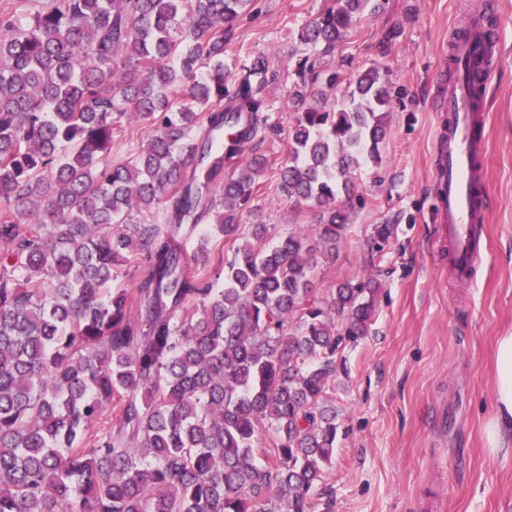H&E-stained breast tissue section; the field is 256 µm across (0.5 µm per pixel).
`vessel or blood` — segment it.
I'll return each mask as SVG.
<instances>
[{"label": "vessel or blood", "mask_w": 512, "mask_h": 512, "mask_svg": "<svg viewBox=\"0 0 512 512\" xmlns=\"http://www.w3.org/2000/svg\"><path fill=\"white\" fill-rule=\"evenodd\" d=\"M452 54L479 65L483 82H491L495 63L480 44L472 40L458 42ZM438 108L448 115V133L436 157L435 217L441 237L450 248L455 278L465 282L471 278L481 257L474 243L475 227L484 223L490 208L483 165L486 138L476 131V123L484 115L470 88L457 80L449 81Z\"/></svg>", "instance_id": "vessel-or-blood-1"}]
</instances>
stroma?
<instances>
[{"instance_id": "obj_1", "label": "stroma", "mask_w": 512, "mask_h": 512, "mask_svg": "<svg viewBox=\"0 0 512 512\" xmlns=\"http://www.w3.org/2000/svg\"><path fill=\"white\" fill-rule=\"evenodd\" d=\"M329 53L301 42L302 26L330 0H250L224 42V69L265 59L268 126L248 156L269 166L241 237L265 224L264 248L296 228L312 231L316 208L282 196L276 169L288 149L294 64L306 56L340 79L342 96L360 71L378 69L393 90L380 161L358 170L350 221L334 258L312 277L316 300L337 284L379 285L376 315L357 345L336 354L328 399L336 409V455L309 500V512H512V455H495L484 432L494 414V353L512 331V0H491L498 57L487 92L486 185L491 209L479 233L482 258L458 282L433 212L431 172L448 115L434 101L450 76V39L482 0H378ZM390 224L384 250L374 225Z\"/></svg>"}]
</instances>
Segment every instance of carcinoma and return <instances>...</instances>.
Returning <instances> with one entry per match:
<instances>
[{"mask_svg":"<svg viewBox=\"0 0 512 512\" xmlns=\"http://www.w3.org/2000/svg\"><path fill=\"white\" fill-rule=\"evenodd\" d=\"M28 2L0 4V512H308L336 453V353L366 335L377 286L340 283L316 302L307 235L264 249L254 224L224 286L203 288L188 268L206 267L207 248L189 259L177 241L184 224L236 240L267 168L244 153L267 121L268 68L224 72L247 0ZM369 2L334 0L301 41L335 48ZM493 23L484 11L459 37L490 43ZM295 72L278 188L319 208L333 255L349 219L336 199L379 161L390 93L370 68L313 108L302 88L338 75L307 57ZM127 114L150 137L115 161ZM151 211L165 223L114 230ZM391 236L374 225L377 249ZM138 257L150 274L131 292L116 268ZM114 399L117 433L85 443Z\"/></svg>","mask_w":512,"mask_h":512,"instance_id":"1","label":"carcinoma"}]
</instances>
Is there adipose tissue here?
<instances>
[{"label":"adipose tissue","instance_id":"adipose-tissue-1","mask_svg":"<svg viewBox=\"0 0 512 512\" xmlns=\"http://www.w3.org/2000/svg\"><path fill=\"white\" fill-rule=\"evenodd\" d=\"M495 413L487 428L491 451L512 448V332L499 337L494 357Z\"/></svg>","mask_w":512,"mask_h":512}]
</instances>
